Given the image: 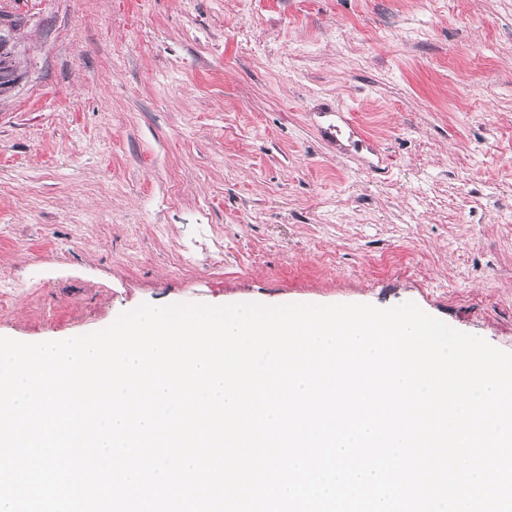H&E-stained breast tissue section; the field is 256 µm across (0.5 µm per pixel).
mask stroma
<instances>
[{"instance_id": "obj_1", "label": "stroma", "mask_w": 512, "mask_h": 512, "mask_svg": "<svg viewBox=\"0 0 512 512\" xmlns=\"http://www.w3.org/2000/svg\"><path fill=\"white\" fill-rule=\"evenodd\" d=\"M0 12L24 46L0 97V336L144 302H411L512 352V0Z\"/></svg>"}]
</instances>
